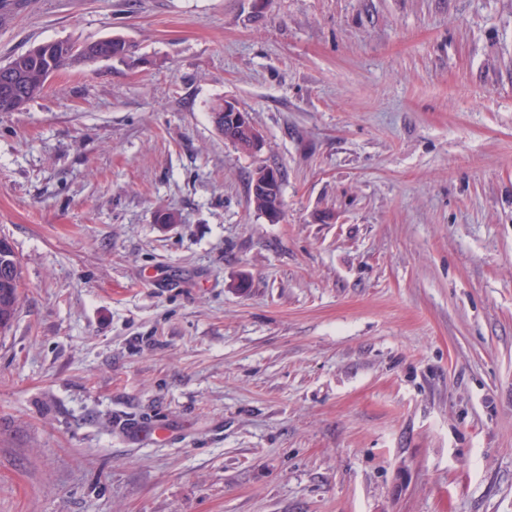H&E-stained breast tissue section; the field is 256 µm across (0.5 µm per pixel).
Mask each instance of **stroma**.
Instances as JSON below:
<instances>
[{
    "instance_id": "stroma-1",
    "label": "stroma",
    "mask_w": 512,
    "mask_h": 512,
    "mask_svg": "<svg viewBox=\"0 0 512 512\" xmlns=\"http://www.w3.org/2000/svg\"><path fill=\"white\" fill-rule=\"evenodd\" d=\"M21 3L0 512H512V0ZM92 44L89 53L73 51V44L56 41L39 44L0 66V112L21 110L44 91L46 81L55 72L99 58L125 57L131 46L117 37ZM12 105L18 109L10 108ZM212 117L218 131L225 136L233 132L235 127L247 130L252 138L253 150L257 151L261 147V138L257 129L254 127L249 112L241 109L235 102L224 100L223 103L216 104L212 109ZM271 167L268 166H262L257 169L254 176L252 177L251 183H250V189L252 188V185L255 182L260 181L257 185H254L253 187V195L254 196H262L264 197L267 195L273 188L274 183L278 180V174H279V184L277 185V192L274 194V197L270 198H261V197H253L251 193L252 203L255 207V209L260 212L261 214L265 215L270 221H275L277 219L278 211H268L269 207L274 203L277 193L279 196V214L280 217L283 215V200H282V179L280 172L278 170L277 173L275 171H268L271 170ZM268 171V172H267ZM267 173V174H266ZM266 176V177H265ZM265 178V179H264Z\"/></svg>"
}]
</instances>
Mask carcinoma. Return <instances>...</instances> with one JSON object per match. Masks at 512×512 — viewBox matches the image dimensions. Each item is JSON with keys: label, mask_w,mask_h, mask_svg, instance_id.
<instances>
[{"label": "carcinoma", "mask_w": 512, "mask_h": 512, "mask_svg": "<svg viewBox=\"0 0 512 512\" xmlns=\"http://www.w3.org/2000/svg\"><path fill=\"white\" fill-rule=\"evenodd\" d=\"M126 41L110 37L92 43L90 52H76L66 41L43 43L0 66V112L21 109L44 91L55 72L99 58L125 57ZM23 271L13 245L0 237V333L11 326L21 303Z\"/></svg>", "instance_id": "carcinoma-1"}]
</instances>
